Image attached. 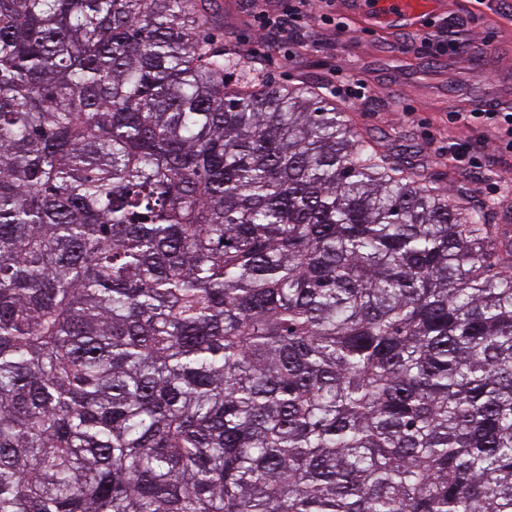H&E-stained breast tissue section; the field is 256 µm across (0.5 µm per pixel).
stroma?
Returning <instances> with one entry per match:
<instances>
[{
  "label": "stroma",
  "instance_id": "1",
  "mask_svg": "<svg viewBox=\"0 0 512 512\" xmlns=\"http://www.w3.org/2000/svg\"><path fill=\"white\" fill-rule=\"evenodd\" d=\"M220 2L224 44L256 62L265 79L285 86L316 83L387 151L413 156L444 187L463 184L475 199L498 202L500 223L512 225V152L502 151L490 128L462 132L449 119L484 102L512 107V0L485 6L478 0H440L439 11L411 26L379 24L349 0H332L327 11L335 24L297 25L274 42L260 35L254 15L282 11L289 0ZM442 32L490 51L468 60L425 46V34ZM344 77L367 84L372 99L336 95L334 87ZM455 142L466 143L476 166L449 160Z\"/></svg>",
  "mask_w": 512,
  "mask_h": 512
}]
</instances>
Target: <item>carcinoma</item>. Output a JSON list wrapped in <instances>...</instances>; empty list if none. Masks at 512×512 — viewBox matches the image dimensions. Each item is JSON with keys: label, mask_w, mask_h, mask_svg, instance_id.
Segmentation results:
<instances>
[{"label": "carcinoma", "mask_w": 512, "mask_h": 512, "mask_svg": "<svg viewBox=\"0 0 512 512\" xmlns=\"http://www.w3.org/2000/svg\"><path fill=\"white\" fill-rule=\"evenodd\" d=\"M216 2L0 0V512H512V228Z\"/></svg>", "instance_id": "cac0c4a2"}]
</instances>
